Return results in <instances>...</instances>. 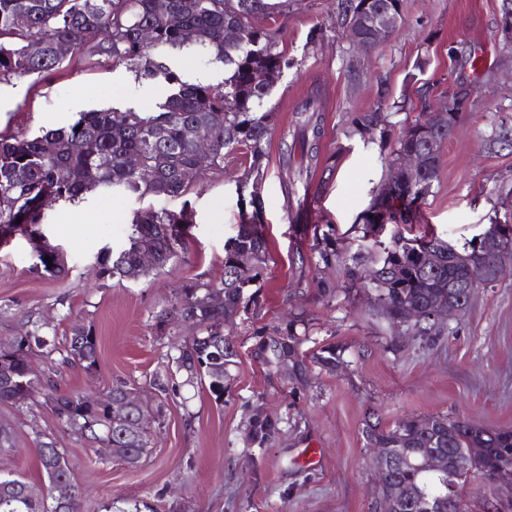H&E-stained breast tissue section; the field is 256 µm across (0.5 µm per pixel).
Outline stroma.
<instances>
[{
  "label": "stroma",
  "mask_w": 512,
  "mask_h": 512,
  "mask_svg": "<svg viewBox=\"0 0 512 512\" xmlns=\"http://www.w3.org/2000/svg\"><path fill=\"white\" fill-rule=\"evenodd\" d=\"M337 0H277L276 24L294 64L265 103L278 115L267 172L258 189L241 186L245 157L232 152L224 170L208 174L184 198L142 200L94 192L44 208L46 241L62 252L64 275L32 268L31 244L22 234L0 243V336L28 330L68 335L73 324L92 326L100 342L95 376L59 371L61 386L104 390L127 381L151 413V445L139 467L105 457L97 444L59 426L47 406L0 404V423L14 432L15 450L0 467L40 483L36 431L53 433L69 451L89 512H372L375 465L365 446L370 414L390 423L405 416L460 415L488 427L512 429V277L477 288L470 306L450 323L454 331L429 346L394 335L378 314L369 289L349 286L343 264L318 265L322 237L345 256L367 248L360 222L388 177L390 145L372 140L358 154L355 115L376 98L386 78L393 99H415L418 86L434 98L462 76L448 48H471L480 63L474 102L444 144L437 179L406 237L424 233L463 247L489 224L512 192V154L488 149L499 124L512 125V46L499 27L501 0H405L402 20L367 61H359L343 33L330 30L310 43L312 27L328 25ZM168 66L184 81L219 84L223 63L172 51ZM158 85L107 57L83 59L74 72L41 81L0 82V131L36 135L72 123L92 109L151 108ZM322 105V154L336 166L285 190L280 142L293 133V111L311 91ZM262 207L270 261L245 311L229 324L237 357L224 378V399L204 385L186 386L175 375L174 343L192 333L182 322L160 334L154 317L175 303L184 281L220 282L224 244L237 232L252 199ZM188 209L185 251L159 271L137 280L99 277L95 256L120 247L137 210ZM336 289L322 297L323 282ZM302 318L310 340L304 351L335 343L345 363L329 372L310 366L307 380L288 382L257 358L273 327ZM174 384L159 389L156 377ZM279 423L268 447L250 441L255 413ZM316 449L317 462L304 461Z\"/></svg>",
  "instance_id": "stroma-1"
}]
</instances>
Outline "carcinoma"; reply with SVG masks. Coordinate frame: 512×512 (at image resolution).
<instances>
[{
	"instance_id": "1",
	"label": "carcinoma",
	"mask_w": 512,
	"mask_h": 512,
	"mask_svg": "<svg viewBox=\"0 0 512 512\" xmlns=\"http://www.w3.org/2000/svg\"><path fill=\"white\" fill-rule=\"evenodd\" d=\"M363 0H338L336 21L342 29ZM270 14L267 0H0V80L32 77L38 82L58 73H70L78 64L74 54L106 55L116 63L128 64L142 75L164 83L165 99L151 110L96 109L78 114L63 127L28 136L21 132H0V239L19 231L32 242L39 268L52 277L65 270L63 255L41 241L38 226L43 220L42 201H74L86 193L102 191L177 198L188 194L195 184L185 179L195 164L190 129L200 127L209 136L213 155L209 172L224 171V154L244 151L246 167L242 177L258 185L264 176L267 145L277 114L264 108L267 98L291 65L280 30L256 25L252 19ZM237 26L240 40L230 42L224 30ZM192 33V38L185 36ZM71 48V55H57L59 44ZM192 46L224 63L220 85L187 83L164 60L168 49ZM376 106L357 115L353 132L363 137L379 133L391 137L385 108L405 109L390 101L384 81L377 87ZM419 114L404 124L391 146L389 166L414 150L427 153L431 140H448V132L460 125L462 116H448L442 124L433 122L429 90H418ZM295 124L311 138L302 144L303 157L316 169L321 163V103L310 94L295 108ZM84 149L76 151L73 145ZM138 155L141 168L126 166L124 157ZM64 170L62 180L58 172ZM438 167L429 165L422 189L411 191L395 182L378 197L385 206L389 223L410 224L417 208L429 194ZM22 221H17V218ZM190 215L179 212L138 211L131 222L128 244L118 250H103L97 257L98 273L106 278H138L161 269L184 250L182 225ZM259 209L241 219L235 236L224 244V275L218 283L186 281L169 311L155 317V328L163 333L183 319L197 334L174 345L176 371L185 383L204 381L216 401L224 399L225 366L232 363L235 350L224 339V323L247 306L245 289L261 276L268 261V245L261 230ZM512 250V236L500 241L473 244L448 255L444 242L426 234L408 238L395 235L391 246L374 254L359 253L346 265L353 285L374 286L378 306L390 326L402 322L410 307H427L438 300L456 301L465 294L461 281L473 277L476 286L495 281L493 265L500 249ZM324 266L341 257L335 244L322 238L316 245ZM148 250L154 265H140L139 255ZM53 266H47L45 258ZM224 291V305L209 303V293ZM404 333L436 342L453 334L449 328L431 330L408 326ZM305 338L291 320L260 345L268 351L265 363L288 371V379L301 381L305 361L328 371L344 364L342 351L327 344L310 356L299 354ZM43 356L50 372L38 374L29 359ZM98 339L90 327L76 326L60 342L54 336L36 332L0 337V402L27 406L36 398L54 413L60 426L80 434L102 448H120L118 460L134 467L150 444L146 410H131L125 417L113 416L94 402L96 393L64 390L51 371L79 369L87 375L97 372ZM279 433L277 422L257 416L249 424L251 442L268 446ZM366 445L385 449L386 485H403L410 494L397 501L394 512H468L463 492L474 476L486 478L493 471L512 468V429L478 426L469 419L435 415L408 417L387 426L366 424ZM38 465L47 489L73 480L68 449L58 446L52 433L39 432ZM423 448L441 449L453 469L434 473L423 466ZM31 483L12 471L0 470V512H84V495L72 484L73 495L62 505L53 495L30 497Z\"/></svg>"
}]
</instances>
